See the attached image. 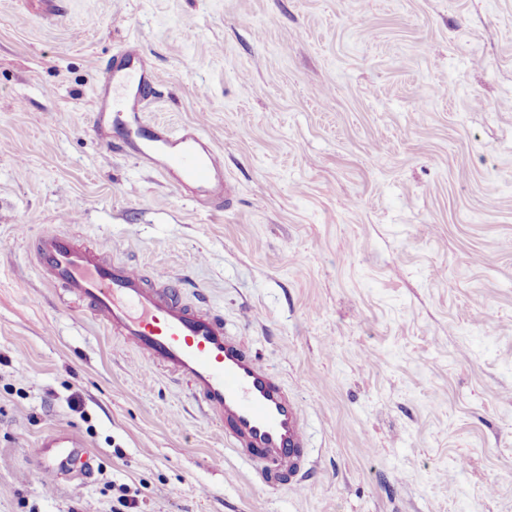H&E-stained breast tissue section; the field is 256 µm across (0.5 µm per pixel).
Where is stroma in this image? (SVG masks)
Masks as SVG:
<instances>
[{
    "mask_svg": "<svg viewBox=\"0 0 512 512\" xmlns=\"http://www.w3.org/2000/svg\"><path fill=\"white\" fill-rule=\"evenodd\" d=\"M47 1L0 0V512H512V0ZM132 39L224 210L96 134ZM45 229L208 297L302 401L300 491L41 278ZM57 429L92 477L37 468Z\"/></svg>",
    "mask_w": 512,
    "mask_h": 512,
    "instance_id": "obj_1",
    "label": "stroma"
}]
</instances>
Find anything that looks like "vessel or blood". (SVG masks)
<instances>
[{
  "label": "vessel or blood",
  "mask_w": 512,
  "mask_h": 512,
  "mask_svg": "<svg viewBox=\"0 0 512 512\" xmlns=\"http://www.w3.org/2000/svg\"><path fill=\"white\" fill-rule=\"evenodd\" d=\"M155 79L138 44L113 52L92 115L98 136L108 139L110 129L119 128L120 150L199 204L223 210L232 195L223 153L198 125L174 131L146 121ZM30 250L46 282L82 300L107 332L185 383L207 420L223 429L229 447L266 486L301 488L311 457L306 412L282 376L226 327L207 297L186 299L170 277L145 275L76 234L44 231ZM35 458L55 481L75 468L84 475L93 470L85 443L67 430L42 437Z\"/></svg>",
  "instance_id": "b4317fda"
}]
</instances>
